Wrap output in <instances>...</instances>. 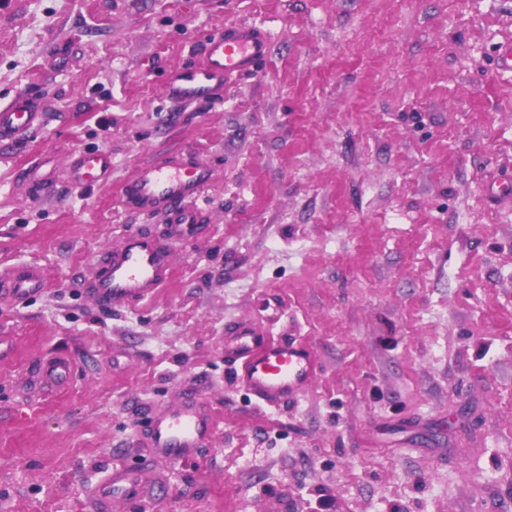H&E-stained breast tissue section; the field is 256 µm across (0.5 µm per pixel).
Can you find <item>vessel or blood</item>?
<instances>
[{
  "label": "vessel or blood",
  "instance_id": "1",
  "mask_svg": "<svg viewBox=\"0 0 512 512\" xmlns=\"http://www.w3.org/2000/svg\"><path fill=\"white\" fill-rule=\"evenodd\" d=\"M269 35L256 25L225 29L204 46L205 64L177 72L167 86L171 98L194 103L212 98L233 77L248 74L267 56ZM38 120L25 100L0 110V138H9L35 127ZM112 157L103 150L80 154L72 162L75 183L92 184L109 178ZM211 171L202 165L181 168L175 161L148 163L123 190L128 209L143 213L169 212L171 235L182 234L187 225L201 221L195 203ZM170 258L158 240L142 235L129 237L113 250L105 270L93 283L96 296L105 302L115 298L142 299L152 295L167 280ZM45 277L36 266L18 269L7 279L0 278V290L26 295L42 288ZM224 357L234 369L237 383L257 401L275 406L297 394L311 381L312 364L300 346L273 338L247 323L224 328ZM213 429L209 414L193 404L159 416L152 423V444L161 456L182 461L193 457L196 448ZM139 477L126 471L110 476L98 490L101 512H109L116 496L133 497L139 492Z\"/></svg>",
  "mask_w": 512,
  "mask_h": 512
}]
</instances>
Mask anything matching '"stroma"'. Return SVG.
<instances>
[{
  "label": "stroma",
  "instance_id": "35a3bbf8",
  "mask_svg": "<svg viewBox=\"0 0 512 512\" xmlns=\"http://www.w3.org/2000/svg\"><path fill=\"white\" fill-rule=\"evenodd\" d=\"M256 22V70L210 100L170 70ZM512 0H0V109L42 126L0 142V512H96L108 472L143 492L112 512H512ZM104 149L112 177L70 182ZM213 172L206 223L172 275L101 306L112 248L169 218L124 210L140 166ZM54 167L52 192L23 169ZM307 343L312 386L269 408L234 379L224 325ZM70 363L65 386L40 383ZM200 397L191 460L148 447L152 414ZM44 283L45 277L42 270L37 266H29L18 269L8 279L0 277V290L23 296L43 288Z\"/></svg>",
  "mask_w": 512,
  "mask_h": 512
}]
</instances>
